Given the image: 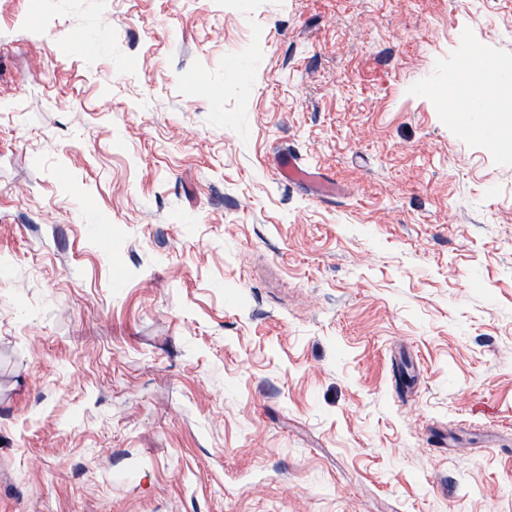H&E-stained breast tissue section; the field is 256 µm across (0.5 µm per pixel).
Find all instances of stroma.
I'll return each mask as SVG.
<instances>
[{
    "mask_svg": "<svg viewBox=\"0 0 512 512\" xmlns=\"http://www.w3.org/2000/svg\"><path fill=\"white\" fill-rule=\"evenodd\" d=\"M475 46L512 0H0V512H512ZM277 176L289 183L316 184L320 193L334 192L332 184L321 182L317 173L301 164L299 159L290 153H284L274 163Z\"/></svg>",
    "mask_w": 512,
    "mask_h": 512,
    "instance_id": "obj_1",
    "label": "stroma"
}]
</instances>
